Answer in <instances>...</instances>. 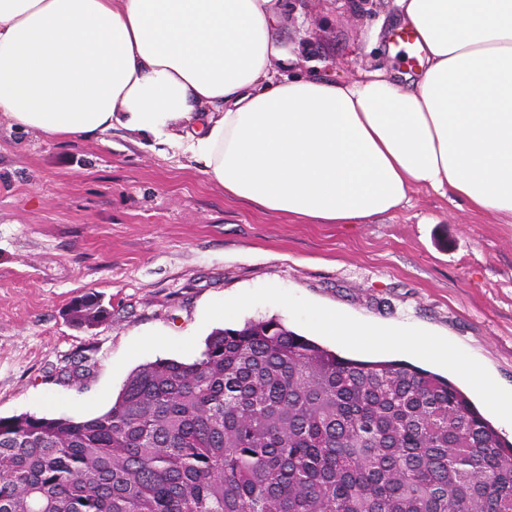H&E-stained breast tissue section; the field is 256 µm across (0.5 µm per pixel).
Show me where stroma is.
<instances>
[{"label":"stroma","mask_w":512,"mask_h":512,"mask_svg":"<svg viewBox=\"0 0 512 512\" xmlns=\"http://www.w3.org/2000/svg\"><path fill=\"white\" fill-rule=\"evenodd\" d=\"M396 30L378 0H290L280 35L305 46L298 74H417L420 60L390 52ZM86 295L109 316L79 328L69 310ZM316 308L435 339L512 395V224L424 190L365 224H296L137 132L51 139L0 123V417L102 413L139 365L193 361L213 330L275 318L343 356L448 377L512 438L453 362L364 349L319 331Z\"/></svg>","instance_id":"35a3bbf8"}]
</instances>
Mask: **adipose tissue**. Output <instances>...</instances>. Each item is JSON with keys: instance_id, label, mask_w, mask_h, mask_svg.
<instances>
[{"instance_id": "adipose-tissue-1", "label": "adipose tissue", "mask_w": 512, "mask_h": 512, "mask_svg": "<svg viewBox=\"0 0 512 512\" xmlns=\"http://www.w3.org/2000/svg\"><path fill=\"white\" fill-rule=\"evenodd\" d=\"M426 67L403 82L276 75L282 0H0V122L123 126L189 153L225 195L304 224H363L416 190L512 224V0H387ZM318 329L447 356L435 341Z\"/></svg>"}]
</instances>
